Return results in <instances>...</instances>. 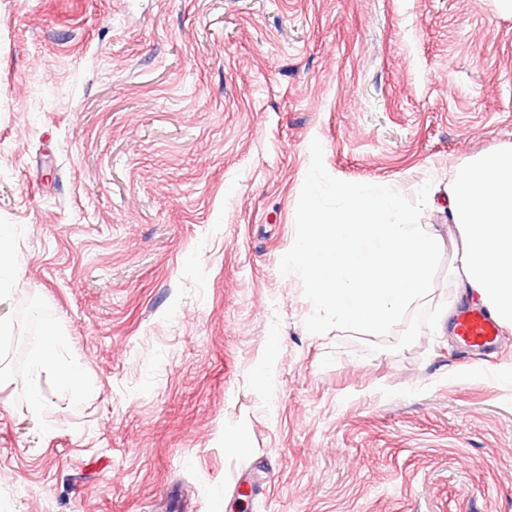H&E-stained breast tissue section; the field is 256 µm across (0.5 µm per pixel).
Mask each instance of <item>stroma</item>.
Returning a JSON list of instances; mask_svg holds the SVG:
<instances>
[{"mask_svg": "<svg viewBox=\"0 0 512 512\" xmlns=\"http://www.w3.org/2000/svg\"><path fill=\"white\" fill-rule=\"evenodd\" d=\"M327 172L442 199L512 146L495 0H0V512H512V326L309 333ZM441 252L429 305L456 310ZM78 367L74 400L42 372ZM21 264L18 256L10 250L9 236L2 227L0 228V295L6 291L9 279L17 275V267ZM55 361L56 354L51 350L37 355L33 359L30 372L23 382V386L29 396V411L35 417H39L45 410V404L38 391L40 374L45 369L53 366Z\"/></svg>", "mask_w": 512, "mask_h": 512, "instance_id": "stroma-1", "label": "stroma"}]
</instances>
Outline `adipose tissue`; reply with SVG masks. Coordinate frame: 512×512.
I'll use <instances>...</instances> for the list:
<instances>
[{
	"label": "adipose tissue",
	"instance_id": "1",
	"mask_svg": "<svg viewBox=\"0 0 512 512\" xmlns=\"http://www.w3.org/2000/svg\"><path fill=\"white\" fill-rule=\"evenodd\" d=\"M447 205L462 257L452 284L512 325V147L461 168Z\"/></svg>",
	"mask_w": 512,
	"mask_h": 512
}]
</instances>
